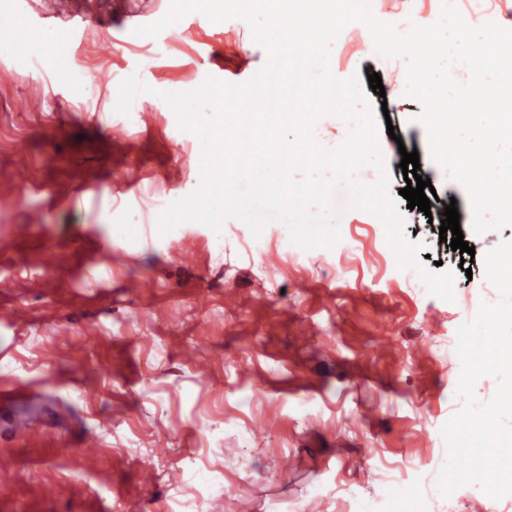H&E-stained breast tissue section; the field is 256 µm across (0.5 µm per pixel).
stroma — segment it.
<instances>
[{
    "label": "stroma",
    "mask_w": 512,
    "mask_h": 512,
    "mask_svg": "<svg viewBox=\"0 0 512 512\" xmlns=\"http://www.w3.org/2000/svg\"><path fill=\"white\" fill-rule=\"evenodd\" d=\"M168 5L74 0L61 15L54 0H0V15L26 19L0 44V307L26 317L0 323V392L31 390L0 405V456L14 459L0 469V512H174L198 493L210 512H339L378 499L409 463L412 485L430 492L458 398L457 331L485 294V254L507 232L469 233L476 285L455 284L451 303L405 278L356 211L345 244L298 263L274 224L263 258L236 219L159 234V213L197 186L202 151L161 92L210 75L241 83L266 60L243 21L198 12L158 37L126 36ZM102 41L111 56L92 58ZM57 49L70 74L44 64ZM331 56L360 78L386 77L389 99L371 101L377 122L403 134L379 138L398 194L401 150L428 152L405 64L365 43ZM132 75L157 94L123 115L118 90ZM28 96L47 102L29 113L19 152L13 103ZM118 124L128 142L113 141ZM21 424L43 443L14 436ZM88 438L102 450L93 469Z\"/></svg>",
    "instance_id": "1"
}]
</instances>
